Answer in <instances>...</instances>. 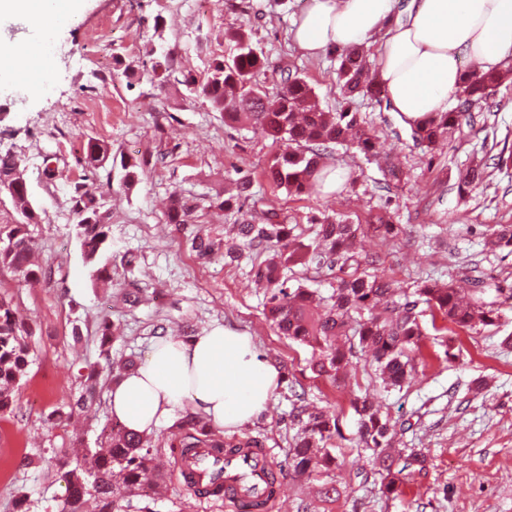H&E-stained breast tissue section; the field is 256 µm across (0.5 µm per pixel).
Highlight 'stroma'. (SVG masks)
Instances as JSON below:
<instances>
[{
	"label": "stroma",
	"mask_w": 512,
	"mask_h": 512,
	"mask_svg": "<svg viewBox=\"0 0 512 512\" xmlns=\"http://www.w3.org/2000/svg\"><path fill=\"white\" fill-rule=\"evenodd\" d=\"M309 0H81V8L56 31L63 51L52 56L53 81L43 92L0 88V155L18 159L29 200L41 216L30 225L34 248L49 276L29 286L0 271V297L11 299L32 328L27 375L15 389L12 412L0 417V512H58L66 494L63 479L75 448H95L109 410L110 364L144 361L156 336L196 335L221 324L253 337L260 358L275 362L280 383L266 411L240 428L260 437L276 469L284 470L273 512H512V311L499 326L461 335L456 359H437L427 344L424 373L402 390L384 391L370 367L356 365L341 384L313 377L311 351L279 336L263 314L266 290L255 284L249 263L225 265L200 260L183 233L168 224L164 205L179 195L194 206L197 225L214 237L224 234L218 204L238 171L250 173L252 192L268 207L306 225L327 216L354 224L383 218L400 225L395 238L364 239L367 254L380 257L378 274L412 289L426 276L458 281L495 278L512 289V254L489 252L483 233L490 224H512V84L501 86L490 104L471 108V122L442 152L429 154L411 127L388 102L355 99L352 107L378 138L380 160L352 147L336 146L332 166L346 174L340 191L296 197L262 174L281 145L251 127H234L215 112L185 78L203 82L210 65L228 52L227 29L247 26L268 67L258 76L269 97L281 90L280 73L305 78L322 108L344 103L335 54L302 56L291 38L294 20ZM108 26L111 39L97 42ZM169 58L168 71L154 70ZM108 144L113 166L86 174L76 159L89 139ZM488 165L486 179L459 194V170L473 159ZM148 160L130 186L124 163ZM393 163L405 174L387 183L383 168ZM55 169L47 178L46 169ZM112 182L117 195L107 205L111 240L96 263H87L75 232L71 197L76 183L96 190ZM135 257L134 277L107 283L96 271L121 270ZM139 291V303L124 299ZM118 325L120 335L102 343L100 324ZM80 339H73V332ZM98 370L99 394L76 408L89 370ZM339 413L343 432L354 436L352 394H367L396 425V445L420 454L402 496L383 494L381 476L368 450L346 453L341 466L319 477L288 475V453L297 432L289 412L294 396ZM72 412L55 422L54 412ZM175 429L166 421L152 431L159 447L161 487L155 498L125 497L121 512H227L223 503H200L184 486L166 442ZM338 489L330 500L322 485Z\"/></svg>",
	"instance_id": "stroma-1"
}]
</instances>
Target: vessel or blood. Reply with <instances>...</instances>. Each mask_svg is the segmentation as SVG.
<instances>
[{"label": "vessel or blood", "instance_id": "vessel-or-blood-1", "mask_svg": "<svg viewBox=\"0 0 512 512\" xmlns=\"http://www.w3.org/2000/svg\"><path fill=\"white\" fill-rule=\"evenodd\" d=\"M208 448H187L177 456V467L191 491L207 492L236 512H270L280 489L272 484L273 465L268 448H248L242 454L210 463Z\"/></svg>", "mask_w": 512, "mask_h": 512}]
</instances>
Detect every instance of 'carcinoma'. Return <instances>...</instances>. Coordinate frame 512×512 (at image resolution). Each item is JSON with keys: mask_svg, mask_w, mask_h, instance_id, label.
I'll return each instance as SVG.
<instances>
[{"mask_svg": "<svg viewBox=\"0 0 512 512\" xmlns=\"http://www.w3.org/2000/svg\"><path fill=\"white\" fill-rule=\"evenodd\" d=\"M233 50L214 60L202 94L212 108L224 115L229 124L260 127L268 136L282 141L286 148L266 164L269 182L294 196L321 194L327 175L326 161L337 145H351L367 158L377 156L375 138L358 112L351 107L356 96L377 101L386 97L385 88L371 68L363 47L338 52V81L346 105L336 112L321 108L313 87L303 78H283L284 87L276 101L268 100L256 75L267 68V59L252 43L241 26L224 33ZM463 103H486L493 92L512 83V60L496 70L485 71L475 65L463 69ZM469 119L455 108L433 112L412 122V138L427 151L443 149L452 135ZM108 147L90 139L84 147V168L90 173L107 162ZM483 160H473L458 173L461 192L483 180ZM251 178L235 180L236 196L219 203L233 223L225 225L224 237L201 233L190 219L192 208L181 198L171 200L167 223L185 233L190 248L202 260L224 257L228 263L246 259L252 263L254 281L266 286L264 314L276 331L312 350L309 368L316 378L334 384L344 381L353 359H364L374 367L375 377L387 392L401 390L425 366L423 347L428 329L442 337L444 358L455 357L456 336L473 333L499 323V309L485 296L492 289L477 278L456 285L428 278L409 292L392 281H384L373 270L374 258L357 251L358 239L372 228L383 239L398 234L395 224H349L343 219L325 218L303 229L291 223V217L264 208L254 197ZM9 195L19 209L21 220L0 224V270L7 269L24 281L47 279V270L35 261V249L27 227L38 223V215L29 205L28 187L20 163L9 155H0V194ZM112 183L100 195H88L75 186L73 211L78 218L76 233L86 258L94 261L105 248L110 227L105 220L89 219L102 213ZM252 200L248 212L236 206L237 199ZM485 246L492 252L512 250V225L487 227ZM299 268L304 272L328 271L336 274L333 293L321 297L309 287L308 278L288 276ZM430 317L431 327L423 317ZM31 328L19 320L11 301L0 297V414L11 411L15 386L29 366L27 338ZM98 373L91 371L76 406L84 407L98 392ZM357 416V434L343 435L336 413L306 403L302 397L292 403L290 417L298 426L291 455L293 472L298 476L328 472L340 465L332 449L370 448L382 470V492L397 497L403 494L404 471L418 461L417 454H405L393 447L391 418L367 395L350 399ZM169 440L171 450L178 448H216L232 454L237 448H258L264 441L245 436L225 440L200 416L188 412L176 424ZM104 441L97 448H86L74 458L66 472L67 495L60 512H114L125 494L152 485L158 480L151 463L155 457L151 438L128 431L120 423L103 430Z\"/></svg>", "mask_w": 512, "mask_h": 512, "instance_id": "cac0c4a2", "label": "carcinoma"}]
</instances>
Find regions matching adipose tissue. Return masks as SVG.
<instances>
[{"instance_id": "adipose-tissue-1", "label": "adipose tissue", "mask_w": 512, "mask_h": 512, "mask_svg": "<svg viewBox=\"0 0 512 512\" xmlns=\"http://www.w3.org/2000/svg\"><path fill=\"white\" fill-rule=\"evenodd\" d=\"M80 0H0V19L47 15L50 29L71 20ZM394 0H310L294 22L305 54L378 41V78L396 112L413 121L448 109L462 83V61L498 68L512 56V0H409L392 21ZM280 372L259 359L253 339L225 326L187 338L158 337L145 360L109 393L113 417L151 433L188 408L233 431L270 404Z\"/></svg>"}]
</instances>
